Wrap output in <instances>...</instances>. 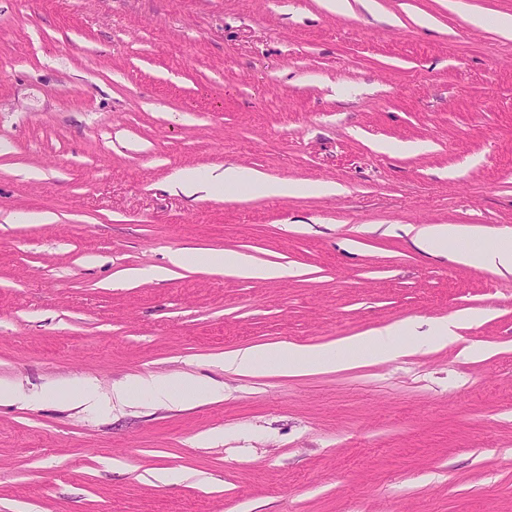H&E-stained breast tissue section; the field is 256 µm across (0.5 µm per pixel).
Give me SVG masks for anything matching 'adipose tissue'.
Instances as JSON below:
<instances>
[{
	"instance_id": "obj_1",
	"label": "adipose tissue",
	"mask_w": 512,
	"mask_h": 512,
	"mask_svg": "<svg viewBox=\"0 0 512 512\" xmlns=\"http://www.w3.org/2000/svg\"><path fill=\"white\" fill-rule=\"evenodd\" d=\"M248 183L263 196H287L298 194H337L336 184L303 185L288 181L271 180L261 173L234 165L204 172L178 171L173 186L184 195L201 198L218 188L233 189ZM472 229L455 224H436L426 227L416 237L417 246L429 253L450 252L459 263L478 268H496L512 273V239L497 236L483 245H474ZM206 264L230 275L252 278H277L287 276L281 266H257L241 254L234 252L209 253ZM474 312H460L448 318L435 320L427 328L414 322L389 325L368 336H358L345 343L330 347H310L283 343L272 348H248L233 351L224 356L225 371L236 374H252L262 370H275L296 374L306 370H332L347 361L363 357L396 359L407 350H420L428 346L444 345L456 337L457 329L464 323L477 320ZM197 382L188 377L157 381L138 376L119 386L112 396L126 402L150 395L170 403H182L203 396Z\"/></svg>"
}]
</instances>
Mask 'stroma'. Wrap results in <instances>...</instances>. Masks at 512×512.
<instances>
[{
    "label": "stroma",
    "mask_w": 512,
    "mask_h": 512,
    "mask_svg": "<svg viewBox=\"0 0 512 512\" xmlns=\"http://www.w3.org/2000/svg\"><path fill=\"white\" fill-rule=\"evenodd\" d=\"M374 2L0 0V512H512V274L413 235H512V37L470 22L512 0ZM226 165L342 191L171 187ZM462 311L391 361L220 363ZM136 376L220 395L113 404ZM206 264L225 274L252 278H277L288 275V270L282 266H255L239 253L219 252L204 255Z\"/></svg>",
    "instance_id": "obj_1"
}]
</instances>
